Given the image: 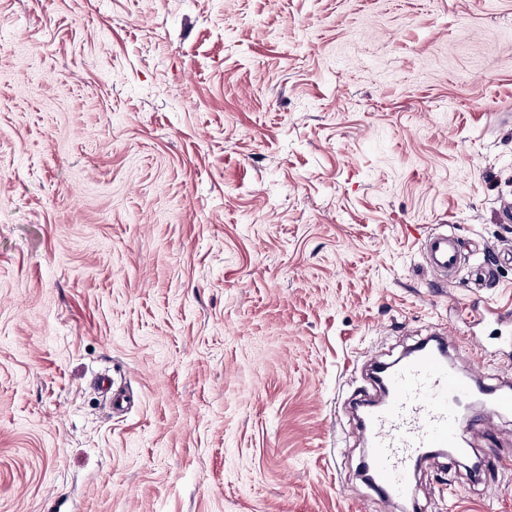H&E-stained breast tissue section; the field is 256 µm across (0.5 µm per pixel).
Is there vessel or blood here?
<instances>
[{"label": "vessel or blood", "mask_w": 512, "mask_h": 512, "mask_svg": "<svg viewBox=\"0 0 512 512\" xmlns=\"http://www.w3.org/2000/svg\"><path fill=\"white\" fill-rule=\"evenodd\" d=\"M423 255L427 270L440 283L451 280L464 261L462 245L449 225L425 237ZM499 261L498 250H485L472 274L476 287H494ZM383 384V398L364 404L359 430L370 446L367 462L377 496L393 507L411 499L416 466L431 449H451L459 459L470 455L466 436L475 423L463 410L467 400L482 394L491 413H512V388L482 393L471 377L449 364L443 345L420 346L388 363Z\"/></svg>", "instance_id": "vessel-or-blood-1"}]
</instances>
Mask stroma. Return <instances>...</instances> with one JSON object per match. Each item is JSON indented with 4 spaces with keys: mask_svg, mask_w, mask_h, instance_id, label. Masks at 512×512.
Wrapping results in <instances>:
<instances>
[{
    "mask_svg": "<svg viewBox=\"0 0 512 512\" xmlns=\"http://www.w3.org/2000/svg\"><path fill=\"white\" fill-rule=\"evenodd\" d=\"M508 111L512 0H0V512H375L371 364L444 323L512 377V320L462 317L512 262L422 258L512 246ZM414 497L512 512V465ZM431 231L424 239L423 255L426 269L438 283L448 282L464 261L462 245L450 225ZM483 251V261L474 269L471 280L476 288H494L499 261L501 258L505 259V254L503 257H499L500 250L498 249L484 248Z\"/></svg>",
    "mask_w": 512,
    "mask_h": 512,
    "instance_id": "35a3bbf8",
    "label": "stroma"
}]
</instances>
